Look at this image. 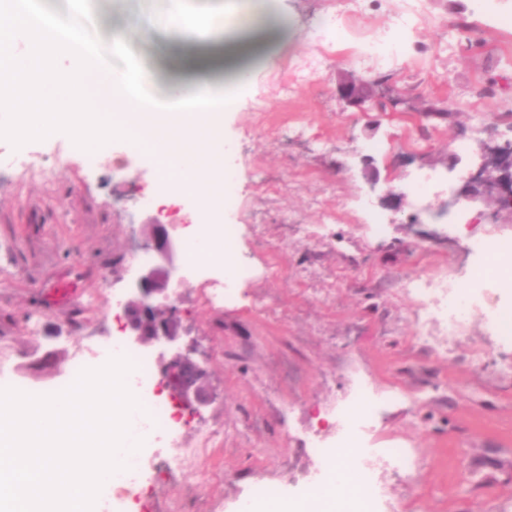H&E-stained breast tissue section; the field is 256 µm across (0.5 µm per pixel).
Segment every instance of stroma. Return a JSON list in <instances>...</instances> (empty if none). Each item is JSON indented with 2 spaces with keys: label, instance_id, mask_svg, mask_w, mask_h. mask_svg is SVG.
Wrapping results in <instances>:
<instances>
[{
  "label": "stroma",
  "instance_id": "obj_1",
  "mask_svg": "<svg viewBox=\"0 0 512 512\" xmlns=\"http://www.w3.org/2000/svg\"><path fill=\"white\" fill-rule=\"evenodd\" d=\"M162 3L82 4L100 44L116 31L129 35L109 64L146 67L161 88L184 70L177 33L156 17ZM259 33L236 64L218 62L210 73L238 102L224 115L234 173L224 221L235 225L236 248L255 276L217 308L191 275L177 302L214 393L185 437L220 423L224 445L188 459L194 490L157 473L126 512L172 504L179 512H237L255 488L278 494L291 472L318 468L314 444L335 438L319 420L360 381L376 405L371 439L413 449L418 464L413 484L384 471L392 512H512V343H490L478 317L448 341L442 324H419V303L403 286L411 276L473 277L481 266L466 249L473 233L512 243V219H491L484 205L470 206L469 224L449 218L458 177L420 200L410 195L422 172H444L456 139L476 146L483 126L512 111V0H487L480 11L474 0H263ZM321 56L319 73L293 78L295 64ZM344 74L388 76L413 107L348 105L336 92ZM434 103L448 119L422 123L420 110ZM297 115L307 138L282 132ZM127 147L98 141L90 168L68 130L32 137L0 123V148L47 154L53 168L47 184L0 171V359L55 349L56 367L34 370L35 380L66 367L70 346L84 337L73 314L87 302L101 341L116 333L112 285L129 276L141 224L158 219L180 240L185 225L206 221L204 184L162 210L133 206L161 192L154 167L113 161V151ZM365 157L377 180L363 176ZM390 189L405 195L399 210L379 202ZM327 212V240L302 232ZM373 216L386 224L385 237L371 232ZM65 277L78 292L58 304L51 291ZM34 317L41 333L28 327Z\"/></svg>",
  "mask_w": 512,
  "mask_h": 512
}]
</instances>
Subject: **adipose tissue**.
I'll return each instance as SVG.
<instances>
[{"instance_id":"ef3b65f1","label":"adipose tissue","mask_w":512,"mask_h":512,"mask_svg":"<svg viewBox=\"0 0 512 512\" xmlns=\"http://www.w3.org/2000/svg\"><path fill=\"white\" fill-rule=\"evenodd\" d=\"M14 23L0 30V101L16 111L18 124L29 133L54 135L69 127L79 143L106 136L123 137L136 151L163 170L164 188L182 195L200 183L210 190L200 201L211 218L224 211V185L232 171L224 163L225 113L236 99L192 80L181 85L178 98L163 106L150 76L107 68L106 48H93L82 33L79 12L50 18L36 0H8ZM27 50L15 52L17 42ZM80 62L77 76L57 70V52ZM95 83L112 101V109L89 115L84 110L86 87Z\"/></svg>"}]
</instances>
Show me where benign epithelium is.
<instances>
[{
    "mask_svg": "<svg viewBox=\"0 0 512 512\" xmlns=\"http://www.w3.org/2000/svg\"><path fill=\"white\" fill-rule=\"evenodd\" d=\"M345 102L360 106L371 100H386L397 107L405 98L393 93L382 79H351L337 87ZM489 129L478 168L468 173L465 188L450 195L446 210L459 203L481 199L500 211L512 212V152L496 144ZM145 243L155 253V261L140 269L129 284L117 320L129 343L150 350L161 366V384L187 410L201 412L214 398L205 363L184 347L185 330L175 303L173 285L183 282L176 262L177 247L163 225L151 220L144 225Z\"/></svg>",
    "mask_w": 512,
    "mask_h": 512,
    "instance_id": "benign-epithelium-1",
    "label": "benign epithelium"
}]
</instances>
